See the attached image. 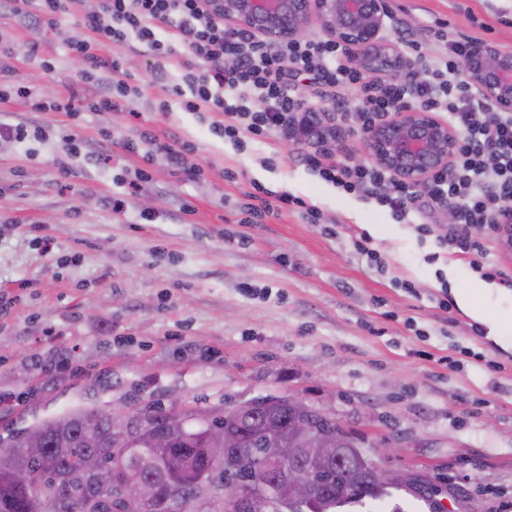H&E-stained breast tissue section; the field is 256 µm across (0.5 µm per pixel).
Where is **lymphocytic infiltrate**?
Wrapping results in <instances>:
<instances>
[{
	"mask_svg": "<svg viewBox=\"0 0 512 512\" xmlns=\"http://www.w3.org/2000/svg\"><path fill=\"white\" fill-rule=\"evenodd\" d=\"M219 2L97 0L90 10L84 0H0L11 15L50 30L62 16L75 17L80 34L68 49L84 69L75 103L65 106L69 112L124 111L130 87L120 49L135 42L159 64L181 57L173 94L185 111L218 113L213 133L235 141L244 133L268 138L308 110L301 76L353 114L362 133L403 105L446 115L460 143L447 168L420 188L374 164L324 161L315 152L303 160L323 181L377 199L398 222H415L422 237L434 233L421 216L453 205L455 223L449 233L435 235L437 243L468 256L482 279H497V270L483 260L481 237L512 213V112L499 111L470 88L464 76L469 38L446 40L441 52L416 54L418 79L386 82L353 68L346 50L331 40L284 43L227 27ZM104 47L112 55H101Z\"/></svg>",
	"mask_w": 512,
	"mask_h": 512,
	"instance_id": "1",
	"label": "lymphocytic infiltrate"
}]
</instances>
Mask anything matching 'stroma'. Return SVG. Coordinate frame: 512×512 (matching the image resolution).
<instances>
[{
	"label": "stroma",
	"mask_w": 512,
	"mask_h": 512,
	"mask_svg": "<svg viewBox=\"0 0 512 512\" xmlns=\"http://www.w3.org/2000/svg\"><path fill=\"white\" fill-rule=\"evenodd\" d=\"M386 4L391 41L431 48L442 26L512 51V0ZM78 33L68 15L52 31L0 16V85L31 92L0 103V124L28 130L0 140V438L78 405L220 414L292 394L332 410L382 467L426 476L449 512L511 505L512 347L496 343L493 321L474 335L456 301L442 310L431 295L487 287L496 313L512 309V289L487 285L453 254L429 262L434 236L321 180L284 137L241 149L212 134L214 113L158 111L179 70L137 44L122 49L140 89L129 112L61 111L80 84L67 47ZM34 97L58 107L34 109ZM145 129L191 142L198 175L141 144ZM259 186L315 205L318 223L304 208L248 222ZM363 233L385 269L356 254ZM396 276L416 294L395 288ZM459 346L482 363L448 367Z\"/></svg>",
	"instance_id": "stroma-1"
}]
</instances>
